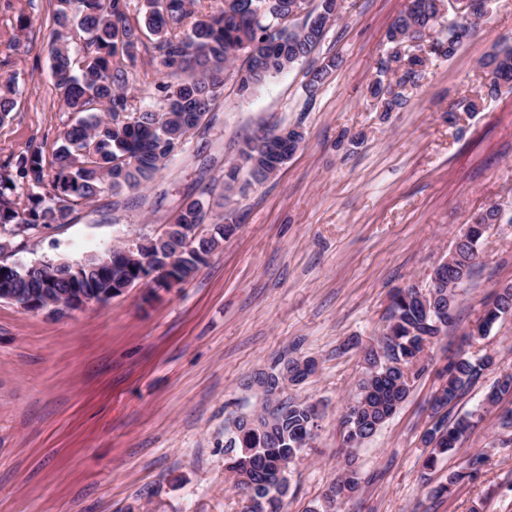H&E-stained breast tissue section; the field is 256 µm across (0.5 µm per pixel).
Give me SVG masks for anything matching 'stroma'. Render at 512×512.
I'll use <instances>...</instances> for the list:
<instances>
[{"mask_svg":"<svg viewBox=\"0 0 512 512\" xmlns=\"http://www.w3.org/2000/svg\"><path fill=\"white\" fill-rule=\"evenodd\" d=\"M408 0H340V17L308 59L240 94L229 68L209 120L146 187L104 192L65 224L10 236L0 261L85 259L160 235L187 201L222 235L199 272L175 288L147 278L107 303L66 316L0 301V512H246L226 469L234 416L260 409L250 385L286 354L317 371L284 396L318 405L315 437L292 465L285 512H315L343 464L339 419L365 375L395 289L427 281L465 224L489 206L501 223L482 245L472 278L456 291L455 321L429 351V366L396 414L355 451L366 478L339 512H512V428L484 398L512 372V315L488 336L466 339L484 302L512 281V91L486 96L481 62L512 44V0H491L477 31L450 59L428 40L404 105L386 112L370 92L387 55L386 33ZM54 0H0V80L20 93L0 124V166L39 149L51 163L73 116L50 75ZM144 0H129L139 29L129 75L130 111L162 106L166 70L145 28ZM333 67L315 97L311 67ZM483 96L479 111L466 100ZM296 126L304 140L265 182L225 194L224 170L259 131ZM356 347H347L349 338ZM492 354L494 366L448 406L483 418L435 470L421 437L431 423L435 372L450 356ZM477 477L447 497L436 485L474 454Z\"/></svg>","mask_w":512,"mask_h":512,"instance_id":"obj_1","label":"stroma"}]
</instances>
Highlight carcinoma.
Segmentation results:
<instances>
[{"instance_id":"cac0c4a2","label":"carcinoma","mask_w":512,"mask_h":512,"mask_svg":"<svg viewBox=\"0 0 512 512\" xmlns=\"http://www.w3.org/2000/svg\"><path fill=\"white\" fill-rule=\"evenodd\" d=\"M191 2L146 0L145 25L157 37L162 63L174 82L167 85L164 106L158 110L146 108L130 117L123 89L130 69L136 65L140 36L127 23V0H56L53 20L57 36L51 46V77L63 106L75 120L64 132L52 170H47L38 150L20 160L15 176L0 168V233L16 235L63 223L75 207L93 201L106 190L120 195L151 181L212 110L224 85L226 63L240 52L247 54L246 67L239 70L238 89L250 93L272 75L308 58L324 36L325 28L317 25L312 14L300 27L271 31V21L294 15L304 8L306 0H220L210 14L190 23ZM414 2L416 8L397 17L386 34L394 62L400 59L399 46L422 37L440 16L439 0ZM477 28L467 20L451 21L430 51L450 58ZM74 29L86 35L88 48L77 71L66 44V32ZM332 67L329 61L309 71L305 85L309 97L315 96ZM483 67L489 74L488 94L511 86L512 46L498 48L483 61ZM387 73L388 68L380 67L371 93L381 98L384 111L391 112L403 105V98L384 83ZM15 95V79L0 83V122L12 111ZM297 148V141L290 138L276 142V152L260 154L253 142H248L237 162L224 172V189L234 190L242 172L247 175V184L263 183L268 179L267 169L276 161L275 155H290ZM20 184L26 187L28 200L22 209L14 200ZM206 217L203 202L195 199L184 205L176 223L199 225ZM497 221V207L487 208L484 223L455 243L445 287L436 289L441 294L436 305L455 299L454 289L472 276L475 265L467 262L480 255L485 234ZM219 244L220 240L211 237L194 240L188 248L177 236L165 246L173 253L180 252L176 267L184 280L197 269L196 254L208 255ZM154 250L156 247L147 243L142 245L138 262L129 260L124 248L119 247L81 261H45L31 270L1 264L5 274L0 286L12 288L27 299L40 296L44 289L63 294L77 288L104 292L114 283L122 284L137 276L143 269L142 260ZM509 313L512 282L494 292L468 335H489L499 319ZM450 324L437 314H425L422 305L404 295L403 290L393 293L384 327L386 343L365 350L366 375L359 384L357 399L346 407L340 421L345 467L325 493L326 509L322 512H330L336 501L359 493L363 477L355 466L353 450L373 437L406 400L426 371L424 359L430 347ZM493 364L489 354L477 359L458 354L440 371V384L431 399L434 423L421 438L429 448L425 469H435L440 459L481 421L477 411L448 419V404ZM316 368L313 358H278L255 373L252 380L265 397L262 411L239 416L233 422L228 447L236 453L228 462V470L234 474L235 487L249 499L262 500L265 512H283L289 485L281 488L278 482L288 480L290 465L305 451L319 420L315 405L283 399L279 389L287 382H303ZM506 396H512V373L495 380L486 402L495 406ZM483 462L479 454L470 457L459 469L449 471L445 481L431 487L429 495L440 498L451 494L458 484L474 477Z\"/></svg>"}]
</instances>
